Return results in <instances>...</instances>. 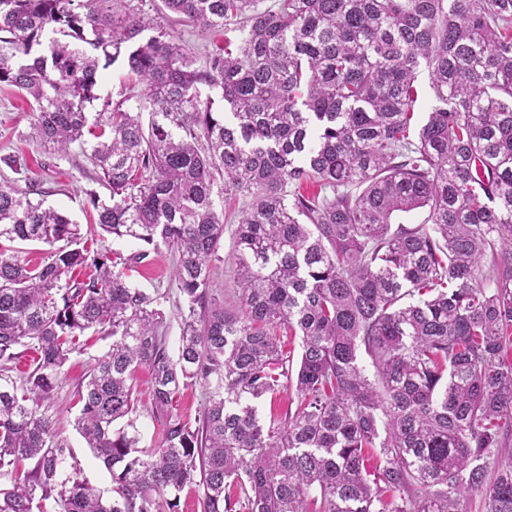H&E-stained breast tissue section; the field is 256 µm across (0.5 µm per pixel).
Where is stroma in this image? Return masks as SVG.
<instances>
[{
    "label": "stroma",
    "mask_w": 512,
    "mask_h": 512,
    "mask_svg": "<svg viewBox=\"0 0 512 512\" xmlns=\"http://www.w3.org/2000/svg\"><path fill=\"white\" fill-rule=\"evenodd\" d=\"M35 115L29 99L17 92L0 88V157L7 154L23 155L27 163L26 177L44 192L47 206L67 215L86 232L87 243L105 252L110 258H125L144 250L142 243L133 240L103 239L98 237L94 224L95 213L87 204V194L96 189L95 169L79 147H72L64 156L48 151L32 140L31 125ZM242 200L232 198L224 202V240L218 261L213 262L210 292L225 307L234 308L238 299V266L234 240V216L241 209ZM148 257L130 273V282L146 292L162 291L167 295L164 304L169 350H177L182 328V316L187 309L175 280L177 256L167 245L148 250ZM83 346L73 352L63 368L64 382L46 402L42 411L52 419L66 437L71 454L67 467L77 468L80 479L99 491L104 497L112 495V478L101 461L96 459L84 439L74 427L78 413L74 393L85 376L90 360L102 355L107 341L86 335ZM139 409L138 426L142 433V447L148 448L160 441L162 427L151 406V374L139 369L136 374Z\"/></svg>",
    "instance_id": "1"
}]
</instances>
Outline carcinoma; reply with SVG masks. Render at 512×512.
<instances>
[{
  "mask_svg": "<svg viewBox=\"0 0 512 512\" xmlns=\"http://www.w3.org/2000/svg\"><path fill=\"white\" fill-rule=\"evenodd\" d=\"M162 4L238 35L200 54L143 0H0V87L32 100L31 138L89 152L110 191L88 194L101 236L176 249L188 302L174 357L164 294L128 281L147 252L90 254L31 198L23 157H0V240L47 246L38 265L0 251V475L34 461L0 512H176L191 485L201 512H472L475 494L477 512H512V0ZM116 63L145 93H96ZM422 68L434 105L414 138ZM216 193L245 202L234 310L210 299ZM89 330L111 343L75 427L108 500L63 468L40 411ZM279 330L301 338L298 364ZM20 346L39 358L16 381ZM141 367L164 419L152 448ZM197 384L194 428L170 409ZM290 385L295 410L262 420L254 402ZM135 378L138 389L139 409L141 411L138 421V426L142 433L140 446L150 448L161 440L162 433L161 423L153 413L151 406V374L148 369L140 368L136 372Z\"/></svg>",
  "mask_w": 512,
  "mask_h": 512,
  "instance_id": "cac0c4a2",
  "label": "carcinoma"
}]
</instances>
